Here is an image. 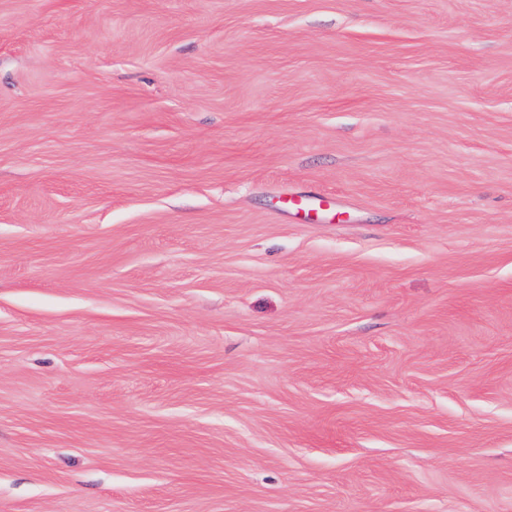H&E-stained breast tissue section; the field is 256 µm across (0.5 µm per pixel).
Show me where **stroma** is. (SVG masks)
I'll return each instance as SVG.
<instances>
[{"instance_id":"obj_1","label":"stroma","mask_w":512,"mask_h":512,"mask_svg":"<svg viewBox=\"0 0 512 512\" xmlns=\"http://www.w3.org/2000/svg\"><path fill=\"white\" fill-rule=\"evenodd\" d=\"M0 512H512V0H0Z\"/></svg>"}]
</instances>
